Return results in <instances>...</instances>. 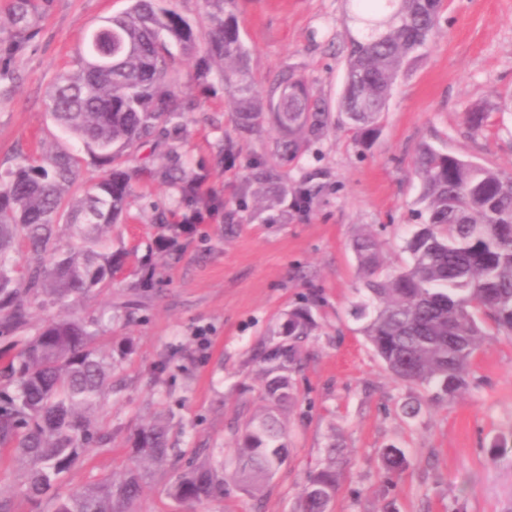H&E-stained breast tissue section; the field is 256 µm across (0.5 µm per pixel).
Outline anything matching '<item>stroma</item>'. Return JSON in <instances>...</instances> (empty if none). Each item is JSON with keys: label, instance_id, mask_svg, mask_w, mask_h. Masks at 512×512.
I'll use <instances>...</instances> for the list:
<instances>
[{"label": "stroma", "instance_id": "35a3bbf8", "mask_svg": "<svg viewBox=\"0 0 512 512\" xmlns=\"http://www.w3.org/2000/svg\"><path fill=\"white\" fill-rule=\"evenodd\" d=\"M130 0H51L35 16L32 38L0 58V176L39 154L59 131L47 92L72 69L86 35ZM241 32L259 91L289 71L304 76L328 105L345 81V46L360 29L349 0H238ZM207 78H200V71ZM175 89L191 104L181 126L160 123L128 165L141 168L114 246L130 252L109 290L76 306L109 316L100 349L134 344L112 372L95 422L111 435L73 469L67 489L132 464L136 429L165 418L177 442L171 467H147L135 512H297L308 478L335 471L328 512H512V334L489 329L466 385L449 401L397 380L362 333L367 301L353 249L371 235L385 269L408 263L405 240L423 206L414 161L422 143L512 176V0H447L433 40L399 79L370 149L334 125L303 142L282 166L287 192L266 208L244 190L251 163L268 159L274 133L239 138L218 66L205 50L176 56ZM490 113L471 130L465 115ZM234 141V155L224 145ZM209 169L207 188L224 201L175 249L148 255L155 217H183L179 192L156 176L161 166ZM310 189L299 205V189ZM151 257L155 284L142 286L139 262ZM310 307L317 330L292 373L284 416L288 454L258 493L226 476L223 496L193 507L167 495L176 468L195 451L220 448L234 465V431L264 404L254 347L273 340L288 311ZM422 404L419 416L405 403ZM402 449L406 470L388 477L381 454Z\"/></svg>", "mask_w": 512, "mask_h": 512}]
</instances>
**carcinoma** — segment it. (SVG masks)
<instances>
[{"label":"carcinoma","instance_id":"obj_1","mask_svg":"<svg viewBox=\"0 0 512 512\" xmlns=\"http://www.w3.org/2000/svg\"><path fill=\"white\" fill-rule=\"evenodd\" d=\"M353 19L364 25L350 37L345 83L337 115L313 98L303 76L275 80L261 95L249 67L234 11L235 0H204L209 27L203 34L219 63L236 127L259 134L264 124L278 132L270 152L290 161L301 140L316 138L337 118L350 122L364 147L376 138L398 78L438 29L444 0H350ZM33 0H16L12 12L18 51L31 38ZM189 57L197 49L190 21L156 0H131L122 14L96 27L78 53L76 68L58 77L49 91L51 117L107 168V174L77 198H67L81 169L78 156L49 148L0 180V452H11L24 469V493L48 512H132L142 493V466H161L173 457L167 423L142 425L134 437V466L120 479L104 477L77 490L61 483L111 434L95 426L94 415L112 370L131 346L108 352L94 340L103 319L73 318L64 310L112 283L129 253L112 248V227L132 193V172L116 169L124 155L153 135L158 123L184 115L173 88L169 45ZM424 214L403 250L411 264L381 274V259L369 235L356 251L370 303L358 309L363 334L397 379L432 385L435 400L451 399L466 383L489 319L512 333V177L435 147L422 145L416 158ZM207 170L174 178L179 203L193 215L215 213L224 201L200 188ZM279 176L262 163L251 166L246 188L267 196ZM156 250L166 252L192 234V224H167L159 217ZM73 241L62 247V228ZM23 243L21 268L12 251ZM316 329L308 308L290 311L279 341L258 344L254 360L263 366L266 406L235 434L236 480L258 491L283 464L288 448L282 416L292 402L290 372L301 343ZM387 471L406 467L405 453L386 448ZM336 492V473L324 469L300 496L299 512H326ZM169 496L190 505L224 494V451L175 474Z\"/></svg>","mask_w":512,"mask_h":512}]
</instances>
